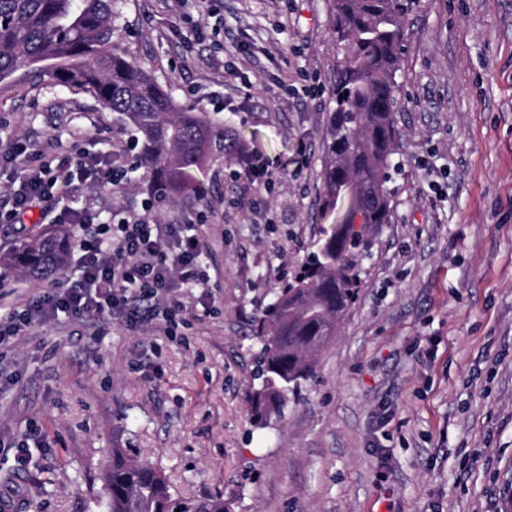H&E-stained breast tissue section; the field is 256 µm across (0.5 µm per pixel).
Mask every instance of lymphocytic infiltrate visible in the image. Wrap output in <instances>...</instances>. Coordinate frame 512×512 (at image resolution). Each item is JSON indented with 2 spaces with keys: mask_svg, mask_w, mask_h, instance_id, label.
Listing matches in <instances>:
<instances>
[{
  "mask_svg": "<svg viewBox=\"0 0 512 512\" xmlns=\"http://www.w3.org/2000/svg\"><path fill=\"white\" fill-rule=\"evenodd\" d=\"M113 173L107 157H66L53 167L22 166L10 184L14 207L0 213V222L17 223L44 198L46 189L68 196L90 180L111 182ZM55 221L79 232L77 273L46 283L22 307L0 313L1 347L13 344L31 324L61 314L75 319L107 316L134 329L162 313L167 328H174L182 310L178 289L198 287L204 279L198 269L202 246L197 236L186 234L181 224H150L138 217L111 225L80 210L62 212Z\"/></svg>",
  "mask_w": 512,
  "mask_h": 512,
  "instance_id": "lymphocytic-infiltrate-1",
  "label": "lymphocytic infiltrate"
}]
</instances>
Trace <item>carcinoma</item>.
<instances>
[{"instance_id": "obj_1", "label": "carcinoma", "mask_w": 512, "mask_h": 512, "mask_svg": "<svg viewBox=\"0 0 512 512\" xmlns=\"http://www.w3.org/2000/svg\"><path fill=\"white\" fill-rule=\"evenodd\" d=\"M119 0H0V81L22 66L52 60L49 77L91 94L134 131L137 163L152 176L153 195L197 192L194 170L226 151L232 134L199 112L180 110L138 63L110 49ZM414 0H333L341 54L327 124L324 197L348 185L362 198L358 220L334 229L318 253L276 293L255 328L260 344L254 411L279 413L312 371L356 301L362 255L357 241L389 223L385 171L395 146L394 105ZM69 243L48 229L18 246L7 262L45 281L64 268ZM104 512H224L220 494L181 500L162 470L129 448L112 449L103 474Z\"/></svg>"}]
</instances>
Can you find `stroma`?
<instances>
[{"label":"stroma","mask_w":512,"mask_h":512,"mask_svg":"<svg viewBox=\"0 0 512 512\" xmlns=\"http://www.w3.org/2000/svg\"><path fill=\"white\" fill-rule=\"evenodd\" d=\"M114 46L178 105L240 135L187 193L144 212L131 133L93 96L23 67L0 128L43 163L117 157L106 188L48 191L25 234L66 208L187 224L209 279L186 321L35 322L0 350V487L23 512H102L112 449L134 448L183 496L227 512H512V0H415L397 81L389 224L367 239L357 302L315 376L258 427L257 320L347 204L324 208L334 107L332 0H124ZM273 175L242 177V153ZM47 445L19 468L30 428Z\"/></svg>","instance_id":"1"}]
</instances>
